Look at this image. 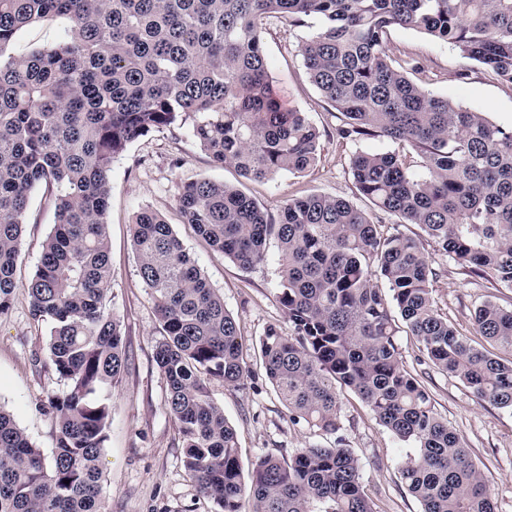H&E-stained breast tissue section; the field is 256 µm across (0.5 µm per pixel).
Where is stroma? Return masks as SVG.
<instances>
[{"label": "stroma", "mask_w": 512, "mask_h": 512, "mask_svg": "<svg viewBox=\"0 0 512 512\" xmlns=\"http://www.w3.org/2000/svg\"><path fill=\"white\" fill-rule=\"evenodd\" d=\"M309 33V28H293L272 18L262 31V43L274 92L285 107L305 113L322 134L320 156L313 169L302 174L283 173L267 181L244 179L234 168L214 166L185 126L163 128L135 140L112 164L107 215L112 285L106 307L121 321L129 366L107 393L112 421L102 458L101 486L110 512L216 509L213 498L203 494L184 469L182 443L167 411L166 383L154 361L155 345L161 337L159 321L140 276L131 236L133 217L143 208L157 211L171 224L240 326L252 376L238 387L214 379L209 389L237 432L243 473H250L262 455L287 458L314 444H339L359 459L363 490L375 512H421L420 502L400 474L412 446L398 441L358 396L341 393L340 429L327 434L293 423L266 378L258 357L259 338L269 324L286 322L277 300V245L269 244L263 265L240 268L213 252L184 224L176 205L182 183L206 178L237 185L272 214L289 200L315 193L341 197L371 211L370 202L355 189L350 159L359 152L390 150L392 144L383 138L351 140L339 135L344 119L321 96L298 53L299 42ZM68 35L66 20L35 23L20 33L10 52L27 54ZM388 47L394 57L421 65L416 79L427 91L481 113L492 123L512 127V86L501 84L481 66L462 58L452 44L418 30L395 27L388 35ZM54 225L52 202L42 191H34L20 246L13 307L0 317V408L8 411L47 455L55 447V432L40 404L47 393L62 390L63 385L44 367L49 327L32 319L24 285L36 269ZM436 262L440 269L433 288L437 308L462 335L472 338L476 347H484V339L473 330V312L486 301L512 306V288L490 276L471 274L450 258L437 255ZM397 344L404 368L423 383L438 412L465 439L487 479L496 512H512V412L477 400L458 379L433 368L415 338L406 332H399Z\"/></svg>", "instance_id": "obj_1"}]
</instances>
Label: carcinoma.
Masks as SVG:
<instances>
[{
	"instance_id": "obj_1",
	"label": "carcinoma",
	"mask_w": 512,
	"mask_h": 512,
	"mask_svg": "<svg viewBox=\"0 0 512 512\" xmlns=\"http://www.w3.org/2000/svg\"><path fill=\"white\" fill-rule=\"evenodd\" d=\"M54 17L69 22L68 39L6 54L25 27ZM272 17L290 27L318 21L298 52L344 117L340 133L398 145L353 155L359 194L394 223L418 225L441 255L512 287V128L425 90L387 45L392 27L423 31L512 85V0H0V316L41 188L54 196L55 227L26 291L31 316L50 327L48 366L63 384L42 407L55 428L49 457L0 409V512H109L101 462L112 406L100 394L128 369L122 324L105 305L112 161L134 140L188 122L210 161L244 178L315 165L320 131L273 92L261 42ZM409 153L427 176L411 170ZM177 206L244 269L277 241L288 331L268 326L258 354L292 420L336 432L349 390L417 448L400 473L421 512H493L465 441L402 366L393 311L437 370L510 411L512 358L475 348L439 313L436 261L420 238L388 233L327 195L291 200L273 216L206 179L183 183ZM132 242L161 323L154 361L184 467L217 512H244L246 501L252 512H315L322 502L328 512H373L360 462L340 445L261 456L243 481L235 428L208 389L250 376L240 328L160 214L138 211ZM474 324L512 352V308L485 302Z\"/></svg>"
}]
</instances>
